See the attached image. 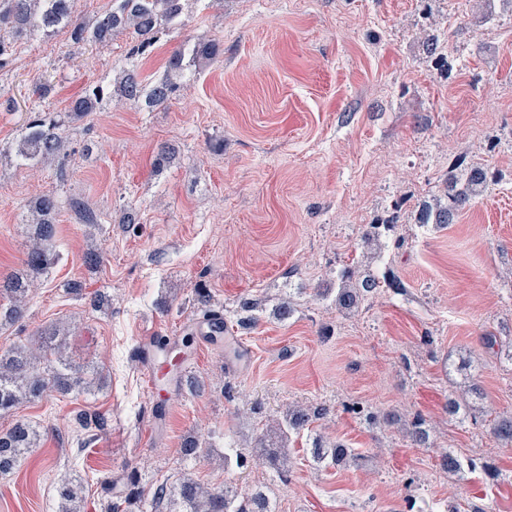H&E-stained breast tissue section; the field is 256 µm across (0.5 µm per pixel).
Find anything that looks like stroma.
Returning <instances> with one entry per match:
<instances>
[{
  "label": "stroma",
  "instance_id": "obj_1",
  "mask_svg": "<svg viewBox=\"0 0 512 512\" xmlns=\"http://www.w3.org/2000/svg\"><path fill=\"white\" fill-rule=\"evenodd\" d=\"M187 39L221 54L170 69ZM129 49L123 32L95 47L61 28L20 40L0 72V278L24 270L28 203L50 191L60 201L59 259L36 279L23 318L0 327V352L62 325L68 362L103 377L88 394L53 392L0 415V431L17 418L42 431L0 475V512H56L66 475L83 486L84 512H104L123 503L112 488L130 468L148 492L189 475L264 492L277 512H512V447L490 433L512 412V8L184 0L179 24L145 55ZM124 63L146 85L171 77L176 93L157 106L115 95L71 123L65 173L19 164L14 142L32 107L67 111L86 88L113 84ZM164 145L175 155L159 167ZM457 163L482 164L486 192L448 227L418 223ZM73 198L96 223H83ZM129 210L137 223H123ZM370 224L391 230L370 243ZM92 250L96 268L83 262ZM347 267L394 273L402 287L338 309ZM201 289L250 346V362L235 373L222 347L199 351L167 435L148 438L169 366L147 388L137 340L177 333ZM94 292L106 296L102 308L89 306ZM473 384L475 415H450L449 399ZM288 404L326 408L317 432L355 459L316 464L301 436L280 480L264 423ZM88 411L108 418L93 437L78 425ZM417 416L422 445L408 432ZM191 436L202 448L186 463ZM230 448L243 462L225 460ZM450 451L461 470L443 469Z\"/></svg>",
  "mask_w": 512,
  "mask_h": 512
}]
</instances>
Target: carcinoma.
<instances>
[{
    "label": "carcinoma",
    "instance_id": "cac0c4a2",
    "mask_svg": "<svg viewBox=\"0 0 512 512\" xmlns=\"http://www.w3.org/2000/svg\"><path fill=\"white\" fill-rule=\"evenodd\" d=\"M71 14V0H0V70L12 64L13 44L18 38L38 33L49 35L60 26L68 28L70 40L75 44L106 45L115 33L126 31L135 39L130 56L142 55L152 47L162 26L180 18L182 0H117L115 8L91 22L74 20ZM189 52L198 60L214 59L219 56L220 48L215 43H199ZM117 91L121 98L134 105L139 103L142 95V83L134 72L124 68ZM174 91L173 82L162 79L153 85L149 103L162 104ZM103 97L102 87L89 88L71 102L67 118L80 119L96 111ZM63 127L61 120L40 111L32 112L15 142V153L21 163L30 168L54 165L60 171L65 170L70 152ZM447 183V202L423 205L418 215L419 223L439 226L454 223L469 201L487 186V172L479 165H472L466 177L461 178L451 170ZM57 207L58 201L50 193L28 204L31 216L29 244L23 259L28 273L38 274L58 258L53 249L57 236L54 221ZM31 287L32 282L20 275L0 283V326L11 325L23 318ZM378 287L380 282L376 278H361L346 270L340 275L336 289V306L351 309L363 295ZM54 336L56 332L52 331L36 346L20 345L0 354V415L11 413L24 397H42L49 388L61 394L80 392L85 388L82 376L66 365L58 346L55 347L56 358L47 361L43 371H38L32 364L36 354L52 344ZM324 414L323 408H289L275 419L273 433L285 444L291 435L308 429ZM492 434L501 444L512 446L511 413L494 420ZM38 437L37 428L21 420L0 433V473L19 465ZM310 453L320 464H339L354 456L353 449L345 444L320 437L312 440ZM126 485L125 503L135 507L134 512H159L164 503L168 504L169 512H274L261 492L240 499L225 485L205 487L191 478L184 477L173 486L161 483L147 496L140 489L137 472L132 470L126 475ZM82 502L81 484L73 479L61 480L58 487L60 512H81Z\"/></svg>",
    "mask_w": 512,
    "mask_h": 512
}]
</instances>
